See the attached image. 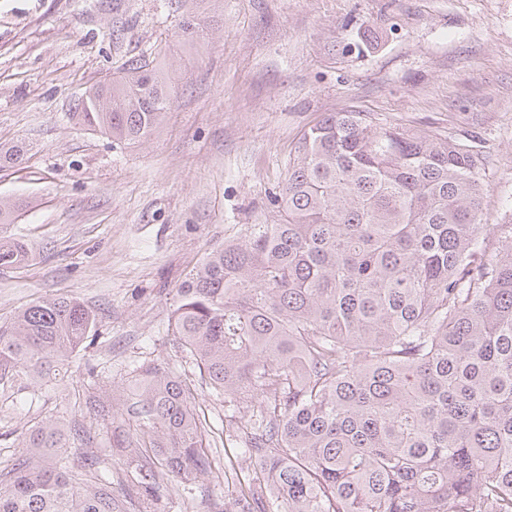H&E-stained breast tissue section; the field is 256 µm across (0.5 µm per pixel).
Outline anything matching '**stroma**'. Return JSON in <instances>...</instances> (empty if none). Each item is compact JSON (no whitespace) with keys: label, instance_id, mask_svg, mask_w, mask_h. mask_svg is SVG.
Here are the masks:
<instances>
[{"label":"stroma","instance_id":"obj_1","mask_svg":"<svg viewBox=\"0 0 512 512\" xmlns=\"http://www.w3.org/2000/svg\"><path fill=\"white\" fill-rule=\"evenodd\" d=\"M186 43L180 0H0V145H31L0 169V199L28 206L7 232L32 249L0 268V324L34 302L72 297L97 315L93 341L60 380L0 384V469L24 433L88 422L85 400L127 418L136 369L172 368L224 444L237 412L212 392L173 334L185 275L248 224H275L274 195L301 132L326 113L371 112L475 147L488 168L483 221L512 224V0H211ZM368 26L379 48L358 50ZM132 58L161 67L176 97L147 140L118 146L76 123L86 88ZM112 472L123 498L136 463L112 431L73 441ZM234 484L161 481L157 512H224Z\"/></svg>","mask_w":512,"mask_h":512}]
</instances>
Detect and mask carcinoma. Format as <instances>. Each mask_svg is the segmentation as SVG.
Instances as JSON below:
<instances>
[{
	"label": "carcinoma",
	"instance_id": "1",
	"mask_svg": "<svg viewBox=\"0 0 512 512\" xmlns=\"http://www.w3.org/2000/svg\"><path fill=\"white\" fill-rule=\"evenodd\" d=\"M183 2L192 42L203 0ZM172 105L161 69L136 59L73 117L134 145ZM27 151L0 146V168ZM485 178L467 145L330 112L289 154L281 222L247 225L189 273L173 335L244 410L224 429V478L238 483L224 512H512V224L481 223ZM25 208L0 200V267L31 258L6 234ZM95 322L74 298L29 306L0 326V381L57 377ZM136 384L135 433L109 422L118 455L154 458L132 493L112 497L97 457L70 459L86 427L69 438L48 423L0 472V512H148L160 478L213 475L192 384L152 364Z\"/></svg>",
	"mask_w": 512,
	"mask_h": 512
}]
</instances>
